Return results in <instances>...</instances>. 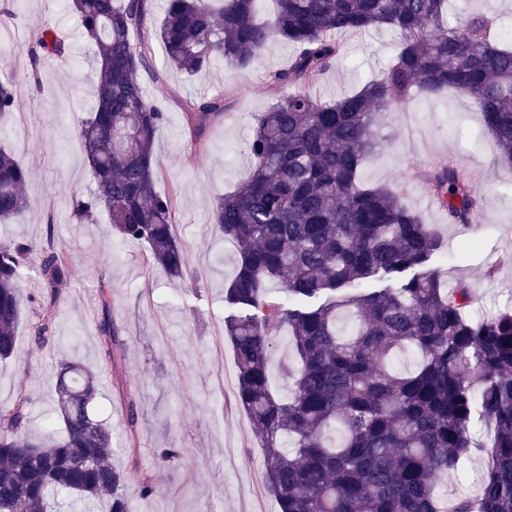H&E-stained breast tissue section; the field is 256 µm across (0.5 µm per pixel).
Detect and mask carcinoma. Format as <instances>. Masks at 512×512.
<instances>
[{
    "label": "carcinoma",
    "mask_w": 512,
    "mask_h": 512,
    "mask_svg": "<svg viewBox=\"0 0 512 512\" xmlns=\"http://www.w3.org/2000/svg\"><path fill=\"white\" fill-rule=\"evenodd\" d=\"M151 0H71L94 43L97 104L78 138L97 182L74 213H106L122 237L148 245L169 276L187 272L173 231L176 196L156 184L161 166L156 133L166 115L144 93L137 74L155 71L144 33ZM258 0H166L155 35L170 68L193 75L225 60L252 69L274 42L292 46L285 67L265 80L275 102L255 118L252 169L233 192L215 199L212 223L238 254L224 301L240 313L224 321L237 364V401L263 448L268 491L280 512H512V310L468 316L473 288H452L429 272L400 287L369 291L359 284L397 277L443 249L399 191L368 187L360 171L380 138L383 114L445 90L482 113L504 161L512 166V44L489 15L448 24L447 0H274L270 20ZM394 30L396 53L382 76L361 90L325 100L309 86L341 52L336 36ZM64 40L46 29L33 60L62 58ZM19 107L15 87L0 83V122ZM224 115V98L188 102L184 134L204 136ZM27 170L0 148V220L31 206ZM450 224H470L478 210L466 177L441 164L430 178ZM37 256L46 294L39 344L54 339L56 304L73 259L51 238L0 244V361L17 351L24 301L21 270ZM279 282L286 298L271 292ZM352 315L350 331L340 327ZM101 355L119 364L120 327L107 301L97 322ZM296 366L288 398L274 395L269 361L283 329ZM419 356L412 371L393 356ZM60 432L23 433L28 400L0 408V512H61L64 491L84 509L104 501L129 512L125 473L112 466V425L90 405L96 377L69 365L55 386ZM484 439L476 440L473 424ZM488 457L477 496L448 500L441 478L472 449Z\"/></svg>",
    "instance_id": "1"
}]
</instances>
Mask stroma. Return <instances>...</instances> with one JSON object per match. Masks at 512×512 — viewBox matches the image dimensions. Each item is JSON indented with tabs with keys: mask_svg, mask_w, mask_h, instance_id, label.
Returning <instances> with one entry per match:
<instances>
[{
	"mask_svg": "<svg viewBox=\"0 0 512 512\" xmlns=\"http://www.w3.org/2000/svg\"><path fill=\"white\" fill-rule=\"evenodd\" d=\"M56 29L69 46L64 61L42 58L32 65L30 47L44 28ZM0 32L12 39L0 54V81L14 84L22 109L0 124V145L29 170L31 210L0 223V242L42 241L53 237L73 258L71 280L58 303L54 343L39 347L31 329L41 311L33 297L43 290L37 260L24 271L22 288L30 299L19 329L18 352L0 362V407L26 395L29 427L44 432L52 414L51 393L62 367L91 366L98 379L95 413L112 425V463L127 473L123 488L131 512H279L264 479V459L246 412L236 403L237 369L224 337L231 311L224 289L236 265V250L212 231L216 196L233 190L250 172L249 141L255 117L274 100L266 72L283 67L290 45L274 44L247 72L219 63L195 76L165 67L158 39L148 48L163 82L149 73L138 79L149 98L168 116L155 139L162 163L160 193H176L175 235L184 248L189 273L171 278L152 264L144 243L126 240L104 213L78 222L73 201L91 197L95 179L76 135L96 105L92 58L67 0H0ZM344 54L312 93L332 99L378 77L396 51L387 29L343 35ZM220 95L226 112L199 146L181 135L186 102ZM385 142L370 154L360 173L364 184L401 190L405 203L436 229L444 251L427 263L448 283L465 281L475 291L470 314L483 318L512 308V174L481 113L463 96L448 93L419 99L388 113ZM449 160L467 176L480 202L476 226L448 223L430 202L426 178ZM109 301L125 346L118 369L103 361L97 317ZM138 417L135 452L126 448L128 408ZM181 451L179 462L158 466L167 449ZM152 491L139 492L141 482Z\"/></svg>",
	"mask_w": 512,
	"mask_h": 512,
	"instance_id": "35a3bbf8",
	"label": "stroma"
}]
</instances>
